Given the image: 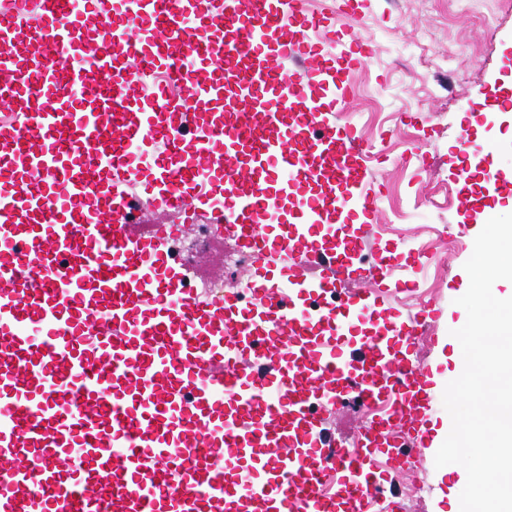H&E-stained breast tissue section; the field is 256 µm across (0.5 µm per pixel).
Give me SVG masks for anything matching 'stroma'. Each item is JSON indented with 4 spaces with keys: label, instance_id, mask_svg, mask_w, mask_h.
<instances>
[{
    "label": "stroma",
    "instance_id": "35a3bbf8",
    "mask_svg": "<svg viewBox=\"0 0 512 512\" xmlns=\"http://www.w3.org/2000/svg\"><path fill=\"white\" fill-rule=\"evenodd\" d=\"M356 38L376 52L356 74L346 106L362 140L374 142L370 166L385 187L384 217L371 241L381 249L413 241L439 252V265L400 261L396 279L417 284L438 310L416 355L435 373L432 435L417 462L427 490L410 496L408 512H460L464 488L435 455L451 429L439 400L457 378L462 350L452 332L467 314L457 298L469 287L464 269L485 223L501 215L498 198L512 196V0H366ZM497 152L503 176L491 196L475 193L467 208L456 198L453 166L461 131ZM420 143L422 159L410 158Z\"/></svg>",
    "mask_w": 512,
    "mask_h": 512
}]
</instances>
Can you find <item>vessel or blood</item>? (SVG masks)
Returning <instances> with one entry per match:
<instances>
[{
  "instance_id": "vessel-or-blood-1",
  "label": "vessel or blood",
  "mask_w": 512,
  "mask_h": 512,
  "mask_svg": "<svg viewBox=\"0 0 512 512\" xmlns=\"http://www.w3.org/2000/svg\"><path fill=\"white\" fill-rule=\"evenodd\" d=\"M82 3L0 0V512H405L437 311L396 315L399 253L369 249L382 187L339 113L374 47L336 27L350 0ZM89 14L109 44L87 71ZM199 228L248 254L238 287L178 257ZM352 395L379 412L344 460L326 423Z\"/></svg>"
}]
</instances>
